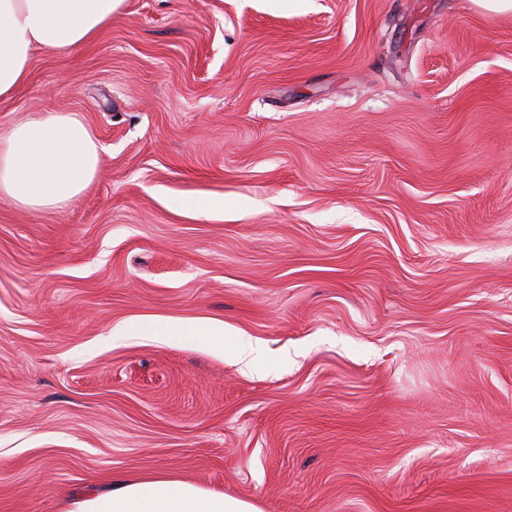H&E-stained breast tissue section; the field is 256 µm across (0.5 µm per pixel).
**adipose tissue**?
Here are the masks:
<instances>
[{
    "label": "adipose tissue",
    "mask_w": 512,
    "mask_h": 512,
    "mask_svg": "<svg viewBox=\"0 0 512 512\" xmlns=\"http://www.w3.org/2000/svg\"><path fill=\"white\" fill-rule=\"evenodd\" d=\"M126 0H0V97L29 76L31 52L68 50L94 42ZM104 148L91 128L67 112H44L17 123L0 139V197L47 211L79 199L93 183ZM143 336L208 337L236 362H251L252 347L206 319L182 328L167 318L136 319ZM68 512H261L252 501L167 475L115 478L106 491L73 502Z\"/></svg>",
    "instance_id": "adipose-tissue-1"
}]
</instances>
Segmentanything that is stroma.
<instances>
[{"label":"stroma","instance_id":"35a3bbf8","mask_svg":"<svg viewBox=\"0 0 512 512\" xmlns=\"http://www.w3.org/2000/svg\"><path fill=\"white\" fill-rule=\"evenodd\" d=\"M45 111L105 153L67 207L0 198V512L157 473L262 512H512V12L127 0L33 49L0 136ZM152 317L259 354L114 333ZM126 330L143 336H207L216 348L237 363L248 366L255 349L240 343L238 335L224 331V325H217L207 319L192 322L184 329L167 318L136 319L127 324ZM125 329L115 330V335L122 336Z\"/></svg>","mask_w":512,"mask_h":512}]
</instances>
